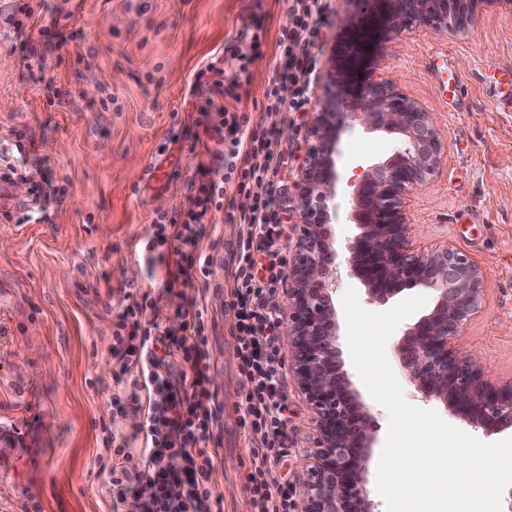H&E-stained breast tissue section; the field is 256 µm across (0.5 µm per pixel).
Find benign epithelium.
Instances as JSON below:
<instances>
[{
	"label": "benign epithelium",
	"instance_id": "1",
	"mask_svg": "<svg viewBox=\"0 0 512 512\" xmlns=\"http://www.w3.org/2000/svg\"><path fill=\"white\" fill-rule=\"evenodd\" d=\"M373 26L349 39L327 62L328 97L309 130L307 161L294 207L302 224L288 262L292 373L315 416L313 463L300 481L299 512H376L364 488L372 460L370 414L343 370L334 296L343 276L360 279L370 300L405 288H429L434 303L396 348L399 362L426 401L443 403L465 424L512 429V380L492 382L480 358L455 342L481 307L488 277L453 248L417 251L406 197L431 182L446 150L427 112L370 65L386 44L420 25L461 33L484 0H355ZM360 125L397 138L386 158L358 174L349 206L336 202V156L343 136ZM358 233L335 248L331 226Z\"/></svg>",
	"mask_w": 512,
	"mask_h": 512
}]
</instances>
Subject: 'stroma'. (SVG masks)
Masks as SVG:
<instances>
[{
  "instance_id": "obj_1",
  "label": "stroma",
  "mask_w": 512,
  "mask_h": 512,
  "mask_svg": "<svg viewBox=\"0 0 512 512\" xmlns=\"http://www.w3.org/2000/svg\"><path fill=\"white\" fill-rule=\"evenodd\" d=\"M19 0H0V171L26 155L25 181L0 180V512H128L107 470L105 439L134 440L140 415L130 380L110 353L118 316L132 300L157 307L154 335L177 334L196 286L170 281L176 257L153 241L154 219L186 210L203 170L216 167L197 145L207 116L192 94L195 71L211 60L226 69L218 104L258 119L278 63L287 0H30L43 17L67 21L55 50L38 31H19ZM356 0H330L316 55L325 63L364 22ZM381 65L432 116L447 145L434 182L414 194L409 217L420 249L443 245L488 274L481 309L457 339L494 379L512 377V7L484 0L468 31L421 27L389 44ZM194 97L195 106L185 105ZM394 147L355 127L337 168L341 201L353 167ZM65 188L62 201L34 202L33 184ZM241 228L213 213L199 249L212 258L207 288L211 353L208 388L218 408L206 443L209 487L223 512H251L249 428L235 321L229 309L232 253ZM413 318L395 329L386 355L408 403H426L394 349ZM284 393L285 472L298 488L312 451L313 415L293 380Z\"/></svg>"
}]
</instances>
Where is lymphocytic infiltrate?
Returning a JSON list of instances; mask_svg holds the SVG:
<instances>
[{"instance_id": "f902f5d3", "label": "lymphocytic infiltrate", "mask_w": 512, "mask_h": 512, "mask_svg": "<svg viewBox=\"0 0 512 512\" xmlns=\"http://www.w3.org/2000/svg\"><path fill=\"white\" fill-rule=\"evenodd\" d=\"M329 8V0H293L278 41L279 65L263 92L262 110L269 124H252L250 116L219 107L205 128L207 141L217 147L219 166L201 182L187 212L155 221L162 242L170 244L177 257L171 279L194 283L209 274L210 258L199 252L198 242L209 213L223 209L225 183H233L241 198L227 217L243 228L233 253L231 306L238 315L239 371L249 384L241 406L252 436L247 488L253 512H290L292 505L289 485L268 480L284 463L288 426L280 306L275 298L285 264L283 221L275 198L281 190L278 175L287 163L281 134L310 102L316 49ZM285 84L292 88L286 98L280 93ZM207 315L205 300L191 298L182 314V337L174 345L163 336L147 334L135 345L127 344L121 334L112 336L113 356L121 369L136 367L133 386L144 394L137 405V432L147 472L135 476L124 466L110 471L113 484L132 489L138 512H212V458L203 447L216 418L207 387ZM176 349L189 363L190 376L175 378L168 371L167 357ZM177 457L185 461L179 471L172 466Z\"/></svg>"}]
</instances>
